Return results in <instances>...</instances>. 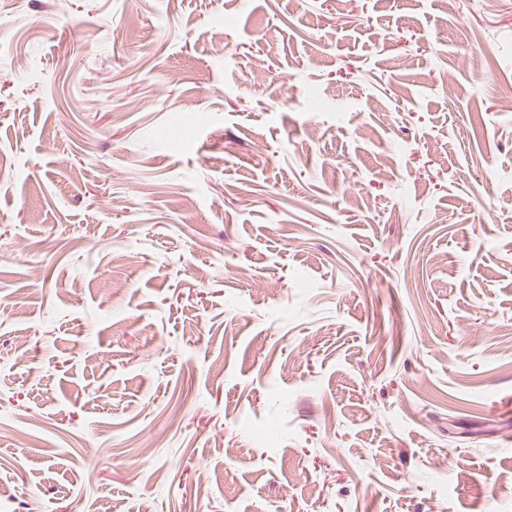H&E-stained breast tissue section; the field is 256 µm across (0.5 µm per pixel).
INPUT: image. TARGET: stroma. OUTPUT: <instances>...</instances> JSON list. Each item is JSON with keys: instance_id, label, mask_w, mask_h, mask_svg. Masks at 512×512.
Instances as JSON below:
<instances>
[{"instance_id": "1", "label": "stroma", "mask_w": 512, "mask_h": 512, "mask_svg": "<svg viewBox=\"0 0 512 512\" xmlns=\"http://www.w3.org/2000/svg\"><path fill=\"white\" fill-rule=\"evenodd\" d=\"M510 90L512 0H0V512H512Z\"/></svg>"}]
</instances>
